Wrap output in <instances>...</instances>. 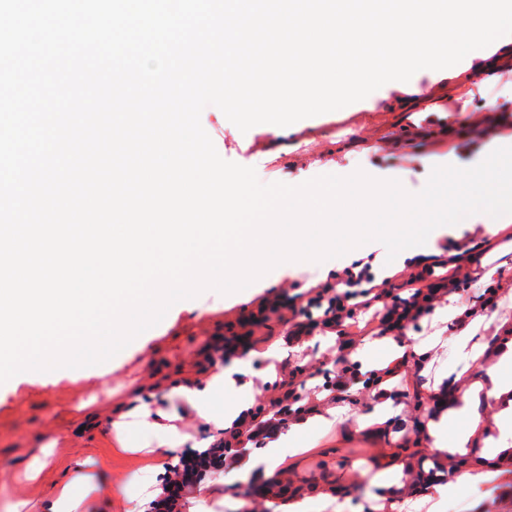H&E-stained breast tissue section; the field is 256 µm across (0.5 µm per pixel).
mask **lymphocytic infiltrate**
<instances>
[{
  "label": "lymphocytic infiltrate",
  "mask_w": 512,
  "mask_h": 512,
  "mask_svg": "<svg viewBox=\"0 0 512 512\" xmlns=\"http://www.w3.org/2000/svg\"><path fill=\"white\" fill-rule=\"evenodd\" d=\"M461 260V255L455 254L449 256L444 269H436L432 264L423 266L421 271L399 284L404 288L400 294L395 291L399 285L394 282V274L364 264L359 271L348 273L344 291L326 284L315 288L306 306L293 308L295 322L289 335L298 340L319 328L337 333L348 321L354 320L358 312L370 308L381 313L380 334H404L410 324L434 312L442 288L453 291L464 284L467 275ZM309 397V390H289L287 396L273 400L274 417L236 418L229 429L228 439L195 451L190 458L180 459L169 468L163 489L152 500V512H182L186 494L199 487L209 474L239 466L248 453L247 443L273 438L287 421L294 405Z\"/></svg>",
  "instance_id": "1"
}]
</instances>
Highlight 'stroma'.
I'll return each instance as SVG.
<instances>
[{
  "mask_svg": "<svg viewBox=\"0 0 512 512\" xmlns=\"http://www.w3.org/2000/svg\"><path fill=\"white\" fill-rule=\"evenodd\" d=\"M487 54L499 64L492 81H483L468 61L443 69H424L412 80L424 99L405 107L399 102L400 85L386 83L365 99L340 110L300 120L272 132L263 127L240 131L223 112L205 107L201 124L225 160L254 168L264 183L301 184L319 175L343 176L356 170H393L404 186L421 191L432 167L434 154L456 153L467 159L471 114L484 111L487 100L512 107V54L500 55L497 45ZM474 239L482 245L489 265L498 267L497 306L483 312L472 327L475 343L492 336L505 319H512V223L488 236L485 225L457 224L449 227L447 240L462 244ZM363 247L322 263L308 262L286 270L275 267L242 291L223 295L213 290L175 303L163 320L143 332L121 352L103 363L104 377L87 382L76 380V372L62 368L51 372H23L0 384V501L5 497L38 505L64 479L76 460L94 456L105 461L113 482L124 484L130 497L140 495L136 481L144 469L170 467L177 452L164 451L141 430L130 428L127 446H120L111 428L112 411L125 401L133 385H145L143 399L161 411L176 413L175 425L189 440L205 437L187 401L170 398L167 380L195 372L205 363V344L217 337L244 333L254 323L253 407L268 406L271 399L285 396L293 370L331 367L340 350L363 349L371 341L368 332L352 330L340 345L321 347L308 340L289 342L287 309L263 308L262 299L290 300L295 292L320 284L336 283L344 267L366 256ZM457 333L454 321L434 314L408 331L407 342L439 337L431 372L413 364L401 367L389 387L398 413L389 427L358 428L355 424L327 422L331 402L310 399L309 407L321 422L298 435L285 448L276 476L267 481L254 478L244 483L221 484L213 473L207 507L212 512H249L255 501L275 504V493L287 488L289 495L331 493L339 496L343 512H383L370 478L394 464L404 463L400 493L425 500L422 477H437L441 468L426 438L422 412L437 406L444 386L438 375L463 370L478 376L490 362L479 359L463 364L449 350ZM94 402L98 425H85L82 407ZM51 443L49 463L38 480H25L26 463ZM438 512H512V468L501 471L492 487L466 485L441 503Z\"/></svg>",
  "mask_w": 512,
  "mask_h": 512,
  "instance_id": "stroma-1",
  "label": "stroma"
}]
</instances>
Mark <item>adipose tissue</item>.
Instances as JSON below:
<instances>
[{
  "instance_id": "ef3b65f1",
  "label": "adipose tissue",
  "mask_w": 512,
  "mask_h": 512,
  "mask_svg": "<svg viewBox=\"0 0 512 512\" xmlns=\"http://www.w3.org/2000/svg\"><path fill=\"white\" fill-rule=\"evenodd\" d=\"M472 181L484 186H502L512 177V142L490 135L473 157L467 171ZM476 308L459 297H450L445 312L458 323L453 339V352L464 359L489 356L493 363L484 374L464 380L455 390L448 405L439 406L427 423V435L442 469L439 483L433 489L436 502L452 497L465 485H482L492 478L494 470L512 464V322L503 321L499 333L482 345L471 342L470 327ZM251 359H234L228 367L207 371L203 382L180 383L173 387L177 397L190 403L197 417L211 424L215 431H223L222 421L212 417V400L232 387L239 393L238 411L248 410L253 392L249 379ZM130 410L119 413L112 422L115 432H123L133 424L156 435L161 445L177 450L185 444V437L174 427L161 421V412L145 403L139 392H132ZM484 404L493 410L495 424L480 425L473 403ZM315 423L314 416L300 414L292 417L285 431L269 443L265 454L250 459L240 475L248 480L255 469L265 476H273L280 460V451L290 440ZM112 482L100 460L88 457L71 470L68 480L54 484L50 498L40 505L41 512H88L100 498L112 494Z\"/></svg>"
}]
</instances>
